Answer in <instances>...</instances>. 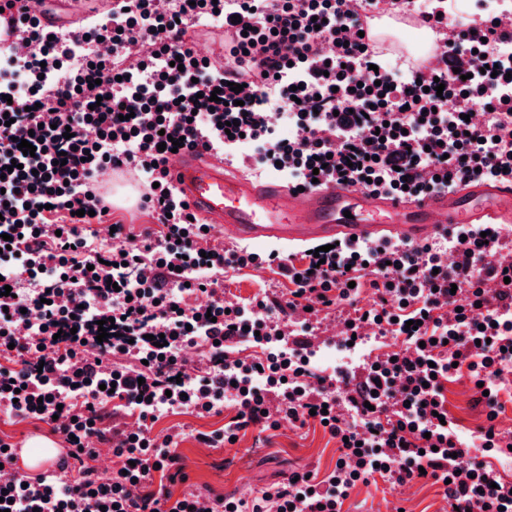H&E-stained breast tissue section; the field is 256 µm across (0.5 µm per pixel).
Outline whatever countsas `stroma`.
<instances>
[{"instance_id": "1", "label": "stroma", "mask_w": 512, "mask_h": 512, "mask_svg": "<svg viewBox=\"0 0 512 512\" xmlns=\"http://www.w3.org/2000/svg\"><path fill=\"white\" fill-rule=\"evenodd\" d=\"M141 190L140 175L135 168L112 175L104 192L111 199L116 193H123L124 200L120 203L112 200L109 213L101 222L93 224V231L106 235L112 225L121 224L134 240L147 229L162 234L164 228L156 213L138 205ZM251 251L264 257V264L225 269L219 277L218 288L223 300L248 311L255 310L260 300L287 298L294 285L280 265L290 260L298 265L303 262V251L299 248L285 251L274 244H260L252 246ZM444 395L457 436L463 441L477 439L484 415L473 403L475 390L469 376L450 377ZM104 412L111 421L128 427L146 423L151 437L158 440L168 433H176L172 448L180 455L188 476L187 483L168 484V491L176 498L188 483L209 487L224 495L251 497L283 481L292 470L308 466L325 474L336 466V442L316 424L302 429L285 424L272 433L255 426L218 448L200 444L198 434L232 430L237 405L229 397L225 398L219 412L211 414L174 406L163 408L153 418L144 420L138 408L118 399L106 405ZM39 435L57 443L63 439L58 423L20 420L0 414V439L18 443ZM342 512H448V503L438 486L421 482L399 487L379 479L357 483L344 501Z\"/></svg>"}]
</instances>
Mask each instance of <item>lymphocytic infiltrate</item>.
Listing matches in <instances>:
<instances>
[{"label": "lymphocytic infiltrate", "mask_w": 512, "mask_h": 512, "mask_svg": "<svg viewBox=\"0 0 512 512\" xmlns=\"http://www.w3.org/2000/svg\"><path fill=\"white\" fill-rule=\"evenodd\" d=\"M214 14L224 28L219 72L187 38ZM417 15L428 28L447 27L453 66L420 63L404 80L373 69L379 46L368 35L367 0H176L163 9L157 0H114L110 18L65 38L50 37L34 7L6 18L27 35L21 64L33 91L22 106L0 98V279L11 288L0 295V412L59 418L71 451L51 474L0 480V512H196L203 505L208 512H265L260 496L233 502L189 491L175 499L155 488L158 473L187 480L171 437L159 442L143 427L105 425L102 413L115 397L137 404L145 417L163 405L207 413L228 394L239 407L236 430L315 420L339 442L330 475L303 470L275 488L277 512H341L356 482L377 476L397 485L432 480L457 512H512V482L489 460L512 451V435L496 427L495 382L512 367V253L503 254L496 228L459 226L451 264L431 246L390 241L307 255L285 268L296 281L290 298L254 321L216 299L182 308L170 288L186 272H219L256 257L219 247L202 257V225L188 219L162 180L170 156L159 148L164 135L209 151L244 138L264 141L261 165L292 170L304 188L320 175L418 197L512 171V57L499 51L512 43V19L466 23L433 9ZM98 38L111 43V54L88 53L72 80L47 84L74 46ZM293 71L301 89L288 79ZM359 72L365 82H357ZM437 82L443 92L433 91ZM276 107L298 119L301 140L274 138ZM477 110L489 115L480 127L467 120ZM89 127L95 137L86 136ZM21 139L36 147L35 156L18 149ZM128 161L143 176L142 208L161 215L166 234L139 247L89 249L84 234L106 207L94 190L97 177ZM53 215L61 218L56 234L45 230ZM479 254L484 263H476ZM144 267L150 274L142 287H131ZM365 275L374 295L366 310L357 306L356 286ZM87 293L98 316L113 318V338L86 336L59 303ZM344 305L353 309L345 336L371 327L406 345L338 376L356 414L352 423L308 363L307 335L288 331L298 307L316 317ZM32 307L39 327L17 336ZM411 320L416 328H408ZM160 323L168 327L165 346L138 345ZM199 334L209 345L208 366L181 378L177 350ZM259 337L276 338L279 351L258 363L230 357L231 347ZM117 354L134 365L115 370ZM457 364L485 388L475 402L485 409L486 431L473 448L461 447L453 423L440 421L448 413L442 381ZM103 441L120 462L106 479L91 465Z\"/></svg>", "instance_id": "1"}]
</instances>
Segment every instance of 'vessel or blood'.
<instances>
[{
  "mask_svg": "<svg viewBox=\"0 0 512 512\" xmlns=\"http://www.w3.org/2000/svg\"><path fill=\"white\" fill-rule=\"evenodd\" d=\"M166 180L198 223L224 228L245 243L287 247L354 238L419 247L451 224H512L510 176L472 179L417 198H395L333 179L299 191L252 180L206 151L185 148L171 157Z\"/></svg>",
  "mask_w": 512,
  "mask_h": 512,
  "instance_id": "obj_1",
  "label": "vessel or blood"
}]
</instances>
